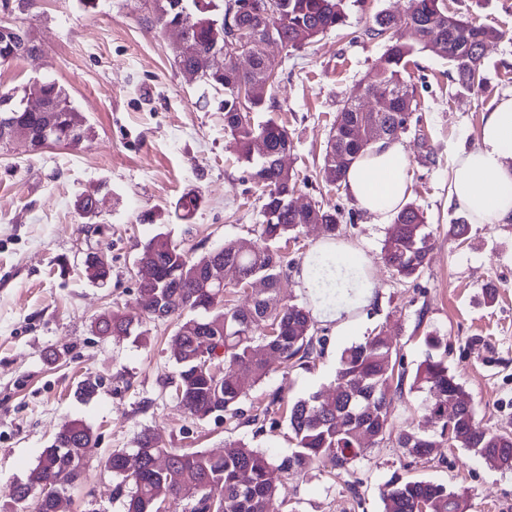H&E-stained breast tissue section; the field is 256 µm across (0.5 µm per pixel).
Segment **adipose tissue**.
Instances as JSON below:
<instances>
[{
    "label": "adipose tissue",
    "mask_w": 512,
    "mask_h": 512,
    "mask_svg": "<svg viewBox=\"0 0 512 512\" xmlns=\"http://www.w3.org/2000/svg\"><path fill=\"white\" fill-rule=\"evenodd\" d=\"M408 168L403 146L384 141L354 159L343 187L372 223L386 224L409 196ZM448 201L477 224L512 219V95L486 112L477 146L457 156ZM323 275L332 287L357 289L364 300L371 296L373 283L361 256L350 245L323 240L311 249L297 278L304 288L313 289Z\"/></svg>",
    "instance_id": "ef3b65f1"
}]
</instances>
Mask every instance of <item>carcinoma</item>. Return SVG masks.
I'll return each mask as SVG.
<instances>
[{
    "label": "carcinoma",
    "mask_w": 512,
    "mask_h": 512,
    "mask_svg": "<svg viewBox=\"0 0 512 512\" xmlns=\"http://www.w3.org/2000/svg\"><path fill=\"white\" fill-rule=\"evenodd\" d=\"M155 23L160 28L183 25L185 47L178 68L200 72V81L217 92H224L219 108L224 112V130L238 146L240 159L248 167L250 179L261 190L262 216L259 238L247 247L243 241L227 243L195 259L165 234L152 238L139 253L147 264L148 276L137 280L142 311L150 319H177L171 340V356L179 366L170 379L177 400L190 415L202 418L211 411L241 417L240 404L252 387L267 374L277 360L292 368L310 362L322 339L314 336L312 309L282 302L280 243L297 239L302 225L316 220L325 226L326 237H336L337 212L320 209L314 217L299 215L288 208L297 191V176L272 164V155L292 141L287 126L270 118L263 123L239 118L237 89L243 83L268 82L274 61L262 51L266 39L275 36L282 45L300 49L321 34L342 25L346 19V0H280L281 14L261 19L251 13L236 17L237 25L254 30L257 38L250 48L253 66L239 71L231 61L213 69L207 59L214 46L222 45L228 34L227 13L232 0H153ZM410 16L419 25L420 37L402 41L394 37L393 16L375 18L372 35L387 38L389 45L373 69L369 81L396 85L404 80L409 57L434 51L435 35L449 44L442 55L455 70L461 88L471 90L481 84V66L487 43L503 37L500 30L463 20L445 10L442 0H410ZM444 15L442 32L433 25ZM16 39L27 49L18 53L9 43H0V66L33 56L40 48L26 31L16 25ZM40 94L48 104L45 112L15 113L27 126L34 149L47 139L81 144L89 127L72 105L69 94L54 80L34 82L16 93L23 98ZM356 100L345 104L336 116L330 140L335 158L323 153L321 172L324 181L339 187L356 156L367 149L351 137L352 127L363 122ZM410 113L405 103L395 101L390 111L375 115V123L389 135L406 128ZM100 200L80 196L75 207L91 220ZM432 248L431 233L423 210L409 203L394 217L383 244L388 266L404 279L416 278L425 268ZM231 269L236 284L253 280L266 288L254 294L252 307L237 309L219 301L210 302L205 286L212 268ZM105 336H128L135 318L107 312L97 319ZM397 349L393 337L381 328L364 341L345 349L339 358L332 393L316 392L294 401L288 407L286 422L295 448L282 459L248 446L229 442L219 455L207 452L184 453L166 448L151 437L140 440L132 453L112 454V472L132 485L125 512H157L165 496H185L190 512H273L282 479L320 466L342 471L391 433V408L394 396L402 390L404 373L396 369ZM410 389L426 394L422 409L437 426L439 438L405 430L398 436L399 447L415 458H424L448 438L467 448L488 465L512 470V434L483 428L476 423L475 403L457 381L447 362L427 357L416 369ZM95 445L92 430L73 420L59 429L58 444L44 449L30 470L27 484L40 486L66 473L75 455H85ZM164 459L166 465L155 466ZM383 512H468L469 496L441 483L408 480L398 474L380 491Z\"/></svg>",
    "instance_id": "obj_1"
}]
</instances>
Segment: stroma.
Instances as JSON below:
<instances>
[{
	"instance_id": "35a3bbf8",
	"label": "stroma",
	"mask_w": 512,
	"mask_h": 512,
	"mask_svg": "<svg viewBox=\"0 0 512 512\" xmlns=\"http://www.w3.org/2000/svg\"><path fill=\"white\" fill-rule=\"evenodd\" d=\"M444 3L504 37L485 49L479 89H460L447 60L431 52L407 65L418 110L397 140L409 158L408 200L424 210L433 234L428 263L414 280L384 262L386 225L372 223L320 172L337 113L385 51L386 38L370 34L375 16H401L409 0H347L344 24L313 43L292 51L265 45L279 64L266 97L293 140L295 197L339 211L336 239L365 256L374 288L369 303L351 309L348 335L317 322L322 345L314 363L288 370L271 362L243 399V417L221 419L186 414L167 385L177 372L170 354L175 321L142 319L131 335L114 338L94 326L106 311L140 317L135 262L157 233L196 256L255 238L262 200L224 129L217 95L176 69V39L152 26L151 0H99L92 10L79 0H34L9 12L8 21L24 27L42 53L0 67V89L57 81L89 134L74 149L34 152L18 142L0 151V496L25 480L71 420L89 426L96 444L84 483L65 495L66 512H124L114 492L120 478L104 463L113 452L134 451L146 435L190 452L216 453L240 440L288 456L294 442L286 425L260 431L245 414L275 394L288 401L333 386L341 352L381 328L395 337L407 372L427 356L444 359L472 394L477 423L512 433V223L472 225L463 241L451 232L460 212L448 203L456 153L476 146L487 108L512 94V0ZM97 192L106 200L90 225L74 201ZM191 192L201 202L185 220L176 204ZM322 235L319 226H305L282 245L287 303L310 306L296 274ZM99 250L111 265L104 285L85 272L87 254ZM430 333L441 336L439 349L426 346ZM89 380L98 383L97 393L78 398V385ZM422 400L409 390L395 398L393 436L347 473L284 478L279 512H382L380 489L395 473L467 491L469 512H512V471L490 467L465 448L444 445L422 459L399 448V432L436 430Z\"/></svg>"
}]
</instances>
